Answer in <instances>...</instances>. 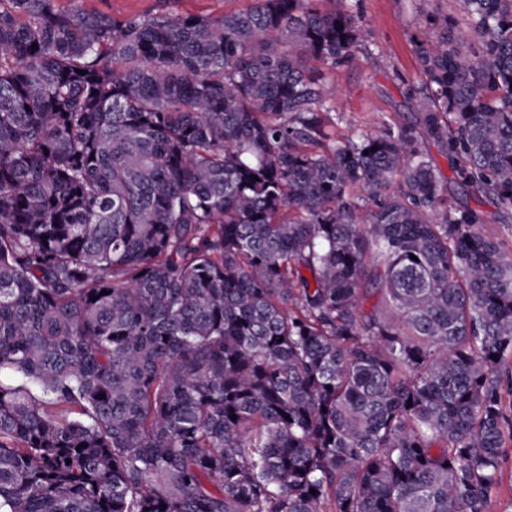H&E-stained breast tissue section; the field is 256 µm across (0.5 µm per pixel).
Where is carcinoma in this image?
Listing matches in <instances>:
<instances>
[{
    "label": "carcinoma",
    "mask_w": 512,
    "mask_h": 512,
    "mask_svg": "<svg viewBox=\"0 0 512 512\" xmlns=\"http://www.w3.org/2000/svg\"><path fill=\"white\" fill-rule=\"evenodd\" d=\"M458 2L336 143L346 9L0 0V512H486L512 254L422 143L512 214V0ZM64 9L100 11L122 20L133 14L173 11L179 14L219 16L244 11L252 0H55Z\"/></svg>",
    "instance_id": "obj_1"
}]
</instances>
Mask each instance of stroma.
<instances>
[{"instance_id": "stroma-1", "label": "stroma", "mask_w": 512, "mask_h": 512, "mask_svg": "<svg viewBox=\"0 0 512 512\" xmlns=\"http://www.w3.org/2000/svg\"><path fill=\"white\" fill-rule=\"evenodd\" d=\"M55 4L64 9L100 11L121 20L133 14L165 11L219 16L246 10L252 0H55ZM321 7L347 9L364 32L347 64L323 70L335 91L328 133L342 141L362 132L378 131L385 125L414 123L416 110L405 90L423 80L415 52L420 13L434 10L462 20L457 0H322ZM448 200L455 205L473 203L484 216L480 231L512 247V230L501 223L498 207L491 199L472 201L452 183L448 186Z\"/></svg>"}]
</instances>
